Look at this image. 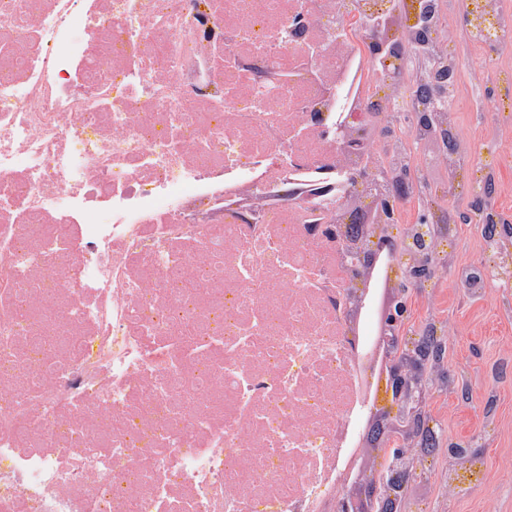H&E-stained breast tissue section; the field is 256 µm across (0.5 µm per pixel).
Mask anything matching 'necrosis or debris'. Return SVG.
I'll list each match as a JSON object with an SVG mask.
<instances>
[{
    "mask_svg": "<svg viewBox=\"0 0 512 512\" xmlns=\"http://www.w3.org/2000/svg\"><path fill=\"white\" fill-rule=\"evenodd\" d=\"M390 5L0 0V512H339L376 480L350 469L379 388L350 256L420 208L366 226L394 192L375 170L427 115L436 194L468 208L503 132L416 90L461 71L449 13L512 51L504 0H417L395 46ZM396 47L427 65L394 73ZM172 373L204 396L162 395Z\"/></svg>",
    "mask_w": 512,
    "mask_h": 512,
    "instance_id": "1",
    "label": "necrosis or debris"
}]
</instances>
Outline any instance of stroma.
Here are the masks:
<instances>
[{
    "label": "stroma",
    "mask_w": 512,
    "mask_h": 512,
    "mask_svg": "<svg viewBox=\"0 0 512 512\" xmlns=\"http://www.w3.org/2000/svg\"><path fill=\"white\" fill-rule=\"evenodd\" d=\"M461 51L464 68L456 106L463 132L477 139L495 118L485 112L476 80L489 67L488 54L478 45H463ZM430 289L433 299H414L411 320L421 322L435 307L453 321L459 335L447 346L443 363L453 378L469 383L463 394L437 392L431 413L445 438L476 442L486 463L463 479L452 512H512V359L503 355L505 345L512 344V288L492 287L485 296H472L450 269ZM489 411L500 420L492 432L484 425Z\"/></svg>",
    "instance_id": "35a3bbf8"
}]
</instances>
